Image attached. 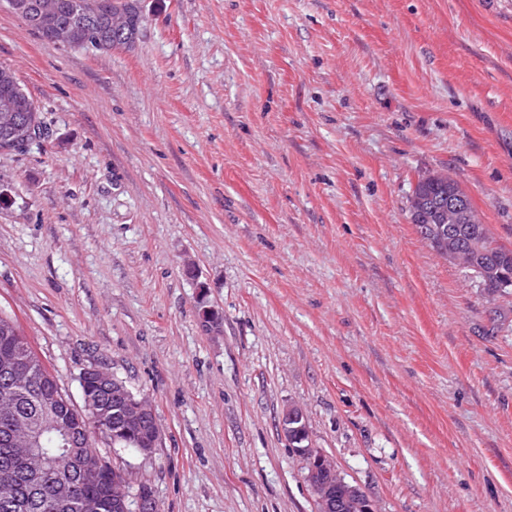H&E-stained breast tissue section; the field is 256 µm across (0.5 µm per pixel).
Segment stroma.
<instances>
[{"mask_svg": "<svg viewBox=\"0 0 512 512\" xmlns=\"http://www.w3.org/2000/svg\"><path fill=\"white\" fill-rule=\"evenodd\" d=\"M139 6L104 55L0 6L45 131L0 154V314L72 399H150L158 448L99 455L160 512H316L296 405L376 512H512V292L410 215L442 173L512 248V0Z\"/></svg>", "mask_w": 512, "mask_h": 512, "instance_id": "1", "label": "stroma"}]
</instances>
